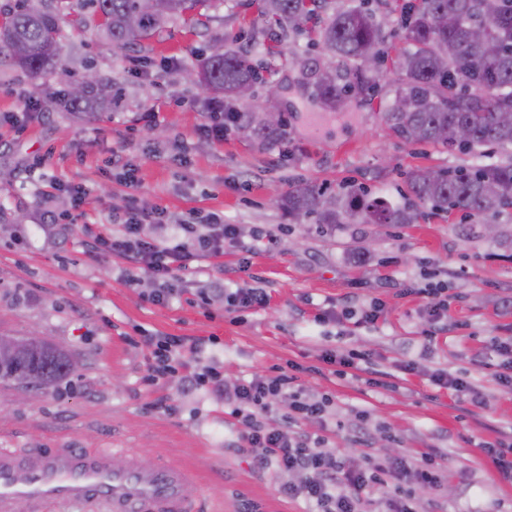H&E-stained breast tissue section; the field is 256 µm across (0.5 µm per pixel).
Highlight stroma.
<instances>
[{
    "label": "stroma",
    "instance_id": "obj_1",
    "mask_svg": "<svg viewBox=\"0 0 512 512\" xmlns=\"http://www.w3.org/2000/svg\"><path fill=\"white\" fill-rule=\"evenodd\" d=\"M259 5L222 0L209 8L207 30L176 23L149 40L141 55L100 44L90 31L66 29L60 63L76 78L94 69L121 90L109 109L90 117L47 105V93L62 87L59 80L0 67V336L36 333L81 362L78 372L47 390L0 384V446L111 448L119 460L129 450L150 464L163 456L191 471L208 512H237L244 500L261 512H305L302 501L279 493L284 475L256 470L236 448L222 396H186L177 382L148 381L145 337L215 336L218 344L199 359L223 365L227 379L305 365L299 382L313 396L332 398L333 421L341 425L352 411H368L367 445L375 452L447 459L442 490L417 491L423 512H512V482L502 480L481 451L512 439V389L478 365L495 358L496 341L512 336V248L483 233L488 221L512 228V210L465 220L425 205L412 224L324 228L289 217L279 205L306 184L333 192L359 184L401 204L409 199L410 170L509 164L512 147L463 151L407 141L384 122L395 88L381 76L346 111L324 110L300 67L317 58L316 49L290 32L277 53H267ZM217 42L248 46L260 67L263 81L247 110H255L267 85L281 86L285 143L261 146L232 130L220 141L202 135L209 122L205 93L182 73ZM25 100L35 117L24 114ZM115 151L135 167L133 192L142 206L176 218L218 213L239 225L251 254L225 247L222 257L181 272L179 299L165 306L146 302L150 283L127 287L120 279L125 261L89 255L81 232L85 224L120 229L112 214L131 191L118 173L101 171ZM55 181L82 184L88 195L77 209L67 193L55 192L59 222L50 228L40 221L41 194ZM257 228L265 233L258 242L252 238ZM245 256L250 266L243 272ZM216 278L259 281L268 306L233 321L223 301L198 303V288ZM428 283L448 290V329L429 343L426 299L415 293ZM372 298L383 305L376 324L314 320L319 310ZM336 346L370 353L368 372L377 373L378 384H368V372L341 377L321 363L322 352ZM407 362L414 372L402 371ZM439 370L478 386L485 408L435 386L431 376ZM160 400L173 413L156 409Z\"/></svg>",
    "mask_w": 512,
    "mask_h": 512
}]
</instances>
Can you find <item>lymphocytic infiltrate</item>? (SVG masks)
Instances as JSON below:
<instances>
[{
  "label": "lymphocytic infiltrate",
  "mask_w": 512,
  "mask_h": 512,
  "mask_svg": "<svg viewBox=\"0 0 512 512\" xmlns=\"http://www.w3.org/2000/svg\"><path fill=\"white\" fill-rule=\"evenodd\" d=\"M123 213L120 234H112L102 224L86 228L87 246L97 258L118 255L131 261L134 268L123 274V282L136 288L142 280H149L153 288L146 299L155 305L180 297L175 286L180 271L198 259L223 255L225 246L238 244L241 236L239 226L225 223L219 214H209L201 222L192 215L176 220L161 209L145 210L132 192ZM148 225L154 227V234L145 233ZM210 290L223 295L224 312L230 316L269 303L265 289L245 284L231 288L215 282ZM144 342L151 354L150 379L175 380L183 391L205 390L223 396L224 407L236 424L238 447L249 453L255 468L300 474V482L282 484L279 492L303 500L310 512H365L372 503L376 512H419L414 487L442 488L447 464L431 454H422L411 463L397 456L327 449L323 431L329 426L333 401L307 395L297 375H255L230 381L221 365L195 361L200 341L164 335L145 337ZM282 401L287 402L288 412L279 426H270L266 418ZM312 421L320 424L321 433L304 431V424Z\"/></svg>",
  "instance_id": "1"
}]
</instances>
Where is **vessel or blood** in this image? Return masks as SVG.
<instances>
[{
    "mask_svg": "<svg viewBox=\"0 0 512 512\" xmlns=\"http://www.w3.org/2000/svg\"><path fill=\"white\" fill-rule=\"evenodd\" d=\"M20 500L33 512H204L185 469L131 454L117 470L104 448L0 447V512Z\"/></svg>",
    "mask_w": 512,
    "mask_h": 512,
    "instance_id": "obj_1",
    "label": "vessel or blood"
}]
</instances>
